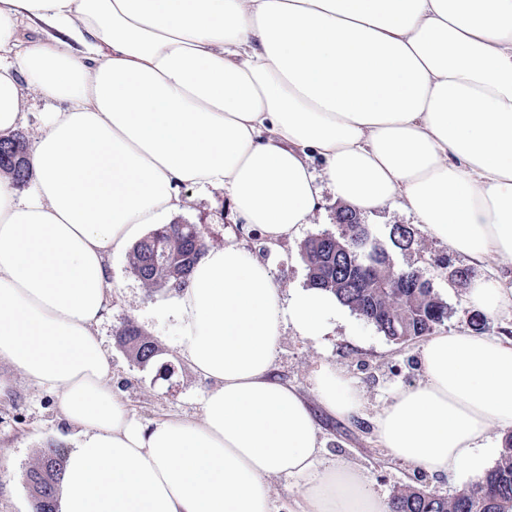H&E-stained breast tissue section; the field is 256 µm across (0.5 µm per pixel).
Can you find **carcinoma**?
Segmentation results:
<instances>
[{"label": "carcinoma", "instance_id": "carcinoma-1", "mask_svg": "<svg viewBox=\"0 0 512 512\" xmlns=\"http://www.w3.org/2000/svg\"><path fill=\"white\" fill-rule=\"evenodd\" d=\"M26 143L15 135L0 145V176L12 179L17 186L30 180L24 163ZM203 240L201 227L188 224L179 232L151 230L130 251L132 273L149 290L180 288L197 264V242ZM392 246L406 250L413 244L410 228L394 226L389 234ZM166 255L158 263L155 256ZM307 266L309 285L333 293L353 312L371 309L372 324L394 343H407L421 334L432 333L448 318V304L435 292L429 279L420 288H401L392 296L388 288H373L361 279L359 266L374 263L379 267L380 282L388 279L384 253L371 246L336 259V241L312 237L301 248ZM117 343L137 363L146 365L159 354L154 341L145 336L135 323L127 322L117 334ZM66 454L61 448H47L40 462L26 474L34 512H59V494ZM389 512H512V435L506 437L495 465L473 482L448 497L407 487L393 493Z\"/></svg>", "mask_w": 512, "mask_h": 512}]
</instances>
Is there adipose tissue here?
Returning a JSON list of instances; mask_svg holds the SVG:
<instances>
[{
    "mask_svg": "<svg viewBox=\"0 0 512 512\" xmlns=\"http://www.w3.org/2000/svg\"><path fill=\"white\" fill-rule=\"evenodd\" d=\"M27 87L62 107L39 120L30 190L0 177V364L73 431L60 512H283L276 480L301 483L284 512H388L355 466L325 464L307 401L272 374L284 327L326 335L334 294L283 299L246 247L206 250L167 307L212 387L200 418L146 425L98 335L107 255L181 212L186 186L293 238L321 206L315 157L348 208L400 205L450 251L512 265V0H0V140ZM468 299L512 312L483 278ZM420 355L378 440L433 476L476 471L512 429V340L453 331ZM313 384L334 416L362 406L331 365Z\"/></svg>",
    "mask_w": 512,
    "mask_h": 512,
    "instance_id": "1",
    "label": "adipose tissue"
}]
</instances>
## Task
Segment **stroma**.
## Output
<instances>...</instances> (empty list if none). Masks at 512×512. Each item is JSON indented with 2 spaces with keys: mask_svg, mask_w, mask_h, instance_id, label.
<instances>
[{
  "mask_svg": "<svg viewBox=\"0 0 512 512\" xmlns=\"http://www.w3.org/2000/svg\"><path fill=\"white\" fill-rule=\"evenodd\" d=\"M183 194L187 206L177 215V222L199 225L209 248L231 241L247 244L271 263L274 278L287 297L309 285L308 270L300 258L304 240L325 231L339 230L336 211L340 203L327 189L322 192L321 209L301 228L298 238L282 243L275 251L265 246L259 230L240 224L224 191L204 192L187 187ZM360 219L384 242L388 241L393 226L412 227V246L405 251L392 252L396 265L420 270L447 302L448 318L441 325V332L472 330L477 312L465 301L467 282L454 280L450 272L456 268L467 269L470 279L492 272L469 263L464 256L451 252L447 245L430 238L416 217L399 206L389 205L364 213ZM109 263L114 288L109 310L98 330L112 358L114 387L131 413L142 422L175 415L199 416L202 398L211 384L188 370L173 347L179 325L165 307L174 295L173 290L148 291L131 272L128 255L110 256ZM492 274L503 287H512V268L500 267ZM129 321L137 324L160 349L159 356L149 364H137L116 342L117 332ZM421 345L418 339L404 344L391 342L372 324L345 307L328 336L313 340L299 336L289 327L276 349L274 374L297 388L310 403L326 462L347 461L357 465L371 489L386 499L406 487L449 496L472 481L468 475L450 480L430 477L392 457L378 442L374 423L377 414L400 388L414 385L422 378ZM322 363L344 372L358 384L364 401L358 414L339 419L321 408L313 393L311 373ZM56 414L55 396L20 377L15 380L13 394L0 399V512H31V492L26 481L28 469L49 446L71 450V442L59 436Z\"/></svg>",
  "mask_w": 512,
  "mask_h": 512,
  "instance_id": "35a3bbf8",
  "label": "stroma"
}]
</instances>
